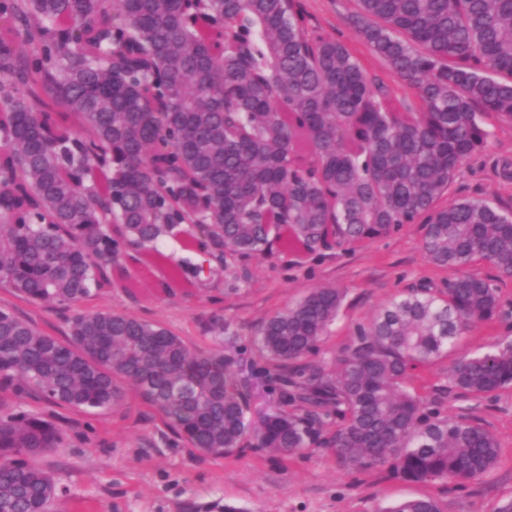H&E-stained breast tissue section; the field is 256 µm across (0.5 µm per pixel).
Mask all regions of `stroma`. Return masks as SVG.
Wrapping results in <instances>:
<instances>
[{
    "instance_id": "obj_1",
    "label": "stroma",
    "mask_w": 512,
    "mask_h": 512,
    "mask_svg": "<svg viewBox=\"0 0 512 512\" xmlns=\"http://www.w3.org/2000/svg\"><path fill=\"white\" fill-rule=\"evenodd\" d=\"M309 27L344 40L363 66L392 81L380 59L360 40L350 16L354 0H301ZM490 136L463 165L449 199L484 198L512 212V183L498 170L512 158V123L488 114ZM198 230L159 239L160 261L146 264L135 250L125 252L131 279L140 283L138 300L123 289L106 288L82 302L87 313L110 310L160 324L189 344L223 349L244 362L259 359L256 331L261 321L296 303L308 291L336 286L345 300L336 323L307 364L324 366L350 341L355 325L388 301L413 288L445 287L453 273L432 267L423 251L424 227L404 225L398 232L351 247L306 252L273 246L262 255H225L210 280L190 284L181 274L196 259L190 242ZM472 273L498 288L502 312L490 325L472 329L461 341L464 352H487L512 339V276L487 262ZM9 307L37 328L64 338L66 310L32 304L0 286V307ZM442 413L477 420L500 444L496 467L485 478L456 486L414 483L386 468L349 470L331 450L313 446L284 457L244 445L227 458L201 454L176 439L149 406L126 390L123 403L94 414L48 406L27 389H0V415L34 412L58 425L63 441L38 459L62 488L52 512H373L376 505L419 496L437 498L447 512H494L512 499V386L481 399L449 392Z\"/></svg>"
}]
</instances>
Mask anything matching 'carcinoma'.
Returning a JSON list of instances; mask_svg holds the SVG:
<instances>
[{
	"label": "carcinoma",
	"instance_id": "obj_1",
	"mask_svg": "<svg viewBox=\"0 0 512 512\" xmlns=\"http://www.w3.org/2000/svg\"><path fill=\"white\" fill-rule=\"evenodd\" d=\"M350 22L399 79L370 75L341 39L307 29L297 0H0V284L34 304L76 306L137 284L114 260L200 227V281L224 252L275 243L314 251L424 224L447 288L412 290L357 324L327 368L300 367L335 323L344 291L311 289L261 322L265 365L248 372L125 313L73 312L60 340L0 308V387L109 411L127 383L204 455L251 439L291 455L325 441L347 466L404 480L465 482L499 458L478 422L428 408L411 376L500 311L462 268L512 275V213L442 202L486 144L482 116L512 122V0H354ZM450 385L483 398L512 385V341L465 354ZM262 378L284 409L253 412ZM300 403L299 412L286 406ZM57 426L0 417V512H49L60 487L35 462ZM377 512H444L433 497Z\"/></svg>",
	"mask_w": 512,
	"mask_h": 512
}]
</instances>
